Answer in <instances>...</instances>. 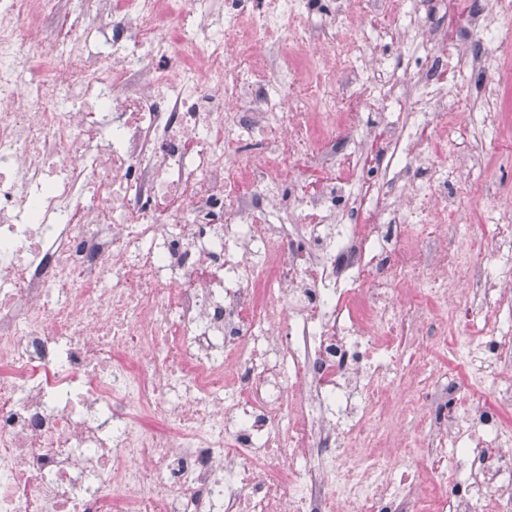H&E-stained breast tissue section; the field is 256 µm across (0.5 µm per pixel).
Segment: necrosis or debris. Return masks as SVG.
Returning a JSON list of instances; mask_svg holds the SVG:
<instances>
[{
  "mask_svg": "<svg viewBox=\"0 0 512 512\" xmlns=\"http://www.w3.org/2000/svg\"><path fill=\"white\" fill-rule=\"evenodd\" d=\"M469 0V123L512 149L496 18ZM0 0V512H506L512 377L493 272L449 246L477 194L444 150L448 0ZM408 71L375 56L385 41ZM258 149L245 154L246 142ZM308 171L313 186L294 178ZM483 318L404 411L436 415L414 471L386 453L412 310ZM486 391L458 415L442 383Z\"/></svg>",
  "mask_w": 512,
  "mask_h": 512,
  "instance_id": "1",
  "label": "necrosis or debris"
}]
</instances>
